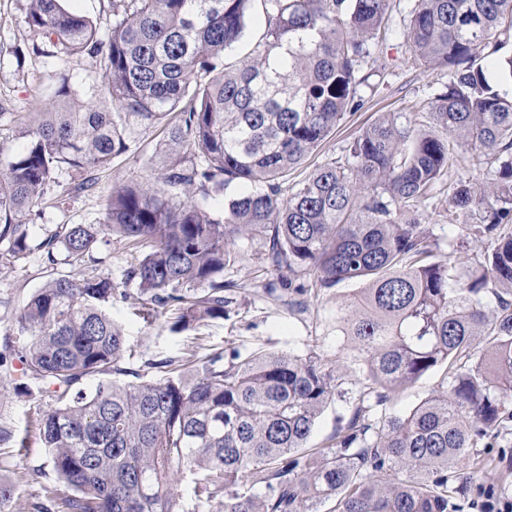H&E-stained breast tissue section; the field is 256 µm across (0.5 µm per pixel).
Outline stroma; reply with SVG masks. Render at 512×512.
<instances>
[{
    "label": "stroma",
    "instance_id": "1",
    "mask_svg": "<svg viewBox=\"0 0 512 512\" xmlns=\"http://www.w3.org/2000/svg\"><path fill=\"white\" fill-rule=\"evenodd\" d=\"M25 9L26 0H0V112H19L34 120L61 75H68L71 85L81 90L98 81L100 66L98 58L89 55L66 63L52 57L51 45L29 30ZM384 54L391 68L381 93L362 110L347 114L334 134L293 172V180H302L315 167L341 156L349 142L382 114L419 112L442 90L443 75L413 67L395 46H387ZM128 135L130 150L114 158L91 188L72 191L62 203L47 196L28 215L31 250L27 255L7 260L8 246L0 242V433L10 435L9 440H0V480L16 487L6 512H38L39 507L48 504V492L59 487L47 464V452L36 425L39 413L54 406L55 398L39 391L14 352L22 307L37 288L58 276L79 280L93 272L121 283L134 257L124 242L112 237L103 240L92 258L82 262L68 261L61 253L55 261H48L38 244L58 225L96 223L100 218L99 202L113 188L154 177L153 158L161 148L160 132L133 121ZM236 249L241 255L239 262L224 270L225 280L236 285L225 318L174 333L164 317L145 319L135 315L130 302L113 300L112 317L123 326L134 354L130 366L143 378L153 375L145 368V361L166 357L200 359L235 349L244 355L261 351L299 355L314 352L332 360L343 353L345 340L336 330V308L353 298L359 290L357 284H339L319 297L309 298L307 310L297 312L289 308L291 295L271 273L262 244L245 239L237 241ZM21 438L26 441L22 451L16 446Z\"/></svg>",
    "mask_w": 512,
    "mask_h": 512
}]
</instances>
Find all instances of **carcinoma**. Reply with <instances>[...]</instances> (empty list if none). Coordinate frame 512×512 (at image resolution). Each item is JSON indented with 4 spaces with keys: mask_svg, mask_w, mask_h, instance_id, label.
Segmentation results:
<instances>
[{
    "mask_svg": "<svg viewBox=\"0 0 512 512\" xmlns=\"http://www.w3.org/2000/svg\"><path fill=\"white\" fill-rule=\"evenodd\" d=\"M402 48L446 72L424 120L389 112L345 155L288 184L348 112L375 93L397 33L389 0H112L107 40L63 0H27L35 36L71 58L100 57L101 80H62L38 124L10 118L20 148L0 173V241L29 251L27 213L130 149L128 116L164 133L157 176L107 195L96 224H62L39 248L78 261L116 236L140 257L122 286L98 274L46 282L17 325L19 358L57 406L39 433L66 512H463L467 498L512 487V0H406ZM265 29L245 40L253 12ZM497 63L502 83L490 82ZM448 180V223L470 212L465 273L437 260L422 209ZM242 185V192H229ZM182 199L173 201V191ZM224 194V212L209 199ZM239 239L268 248L316 291L363 285L336 308L348 356L208 355L185 377L179 360L126 367L108 308L172 316V330L222 319L234 287L224 268ZM438 387L408 412L400 396L435 368ZM357 389L342 388L354 371ZM108 376L87 390L83 382ZM336 429L308 447L326 407ZM484 448L500 455L476 467Z\"/></svg>",
    "mask_w": 512,
    "mask_h": 512,
    "instance_id": "obj_1",
    "label": "carcinoma"
}]
</instances>
